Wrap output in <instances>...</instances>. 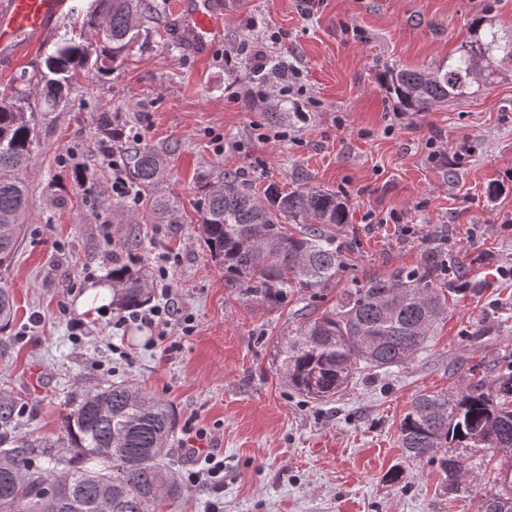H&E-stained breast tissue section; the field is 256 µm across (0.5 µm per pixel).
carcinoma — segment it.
<instances>
[{"label":"carcinoma","mask_w":512,"mask_h":512,"mask_svg":"<svg viewBox=\"0 0 512 512\" xmlns=\"http://www.w3.org/2000/svg\"><path fill=\"white\" fill-rule=\"evenodd\" d=\"M152 14L149 0H91L83 25L105 28V45L94 35L68 31L57 36L46 70L21 74L22 87L0 94V270L8 269L24 234L29 188L20 172L36 141V113L25 86H41L44 113L64 100L73 79L88 65L99 73L140 35ZM512 63V34L492 21L473 20L468 36L435 71L387 66L380 74L387 98L401 112H426L454 97H473ZM137 190L165 177L161 152L137 148L126 157ZM200 234L212 259L224 268V284L259 302L276 304L288 289L317 293L336 278L340 248L327 234L348 222L347 202L324 189L275 186L262 204L247 183L226 172L219 187L208 186ZM298 225L287 230L283 221ZM438 268L402 267L357 282L344 301L297 326L281 339L279 369L288 388L312 402H326L364 369L388 371L408 363L443 317L447 299L434 286ZM145 273L129 265L112 270V305L124 311L147 304ZM15 315L13 295L0 287V357L8 353L2 333ZM14 401L0 395V512H162L180 498L184 484L164 462V443L174 432L170 411L141 389L121 380L90 387L69 403L57 441L18 435ZM400 447L417 462L432 463L453 486L472 478L467 448H495L512 455V373L485 388L477 382L448 392L421 393L400 424ZM508 488L486 494L480 512H512Z\"/></svg>","instance_id":"carcinoma-1"}]
</instances>
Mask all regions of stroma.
Masks as SVG:
<instances>
[{"label": "stroma", "instance_id": "35a3bbf8", "mask_svg": "<svg viewBox=\"0 0 512 512\" xmlns=\"http://www.w3.org/2000/svg\"><path fill=\"white\" fill-rule=\"evenodd\" d=\"M150 33L111 71L78 76L36 128L23 243L0 284L17 306L0 358V392L16 402L20 435L54 440L70 397L125 380L165 404L168 443L188 475V449H214L224 482L186 484L165 512H478L501 488L512 457L476 448V484L445 490L437 467L405 458L400 423L415 394L492 381L512 370V64L482 94L416 115L398 112L379 82L392 64H446L476 15L512 31V0H236L206 58L172 33L178 0H155ZM90 0L40 41L0 61V92L44 69L57 31L80 26ZM266 54L255 68L256 48ZM111 113L144 147L175 144L150 196L177 201L158 223L146 204L113 196L97 118ZM77 151L88 183L65 164ZM239 172L257 199L324 188L344 198L347 223L329 229L341 249L333 283L269 306L224 284L198 245L201 188ZM505 184L498 195L487 189ZM136 253L148 280L166 254L167 282L193 331L131 322L89 304L111 284L112 262ZM447 264L454 289L425 347L391 373L365 370L326 403L289 390L278 346L298 324L332 309L355 282L394 267ZM86 324L74 336L72 324ZM204 440H196L195 432Z\"/></svg>", "mask_w": 512, "mask_h": 512}]
</instances>
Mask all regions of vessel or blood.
I'll use <instances>...</instances> for the list:
<instances>
[{
    "label": "vessel or blood",
    "mask_w": 512,
    "mask_h": 512,
    "mask_svg": "<svg viewBox=\"0 0 512 512\" xmlns=\"http://www.w3.org/2000/svg\"><path fill=\"white\" fill-rule=\"evenodd\" d=\"M65 6L66 0H5L0 6V59H13L44 36ZM178 13L183 43L197 55H206L223 30V0H181Z\"/></svg>",
    "instance_id": "vessel-or-blood-1"
}]
</instances>
